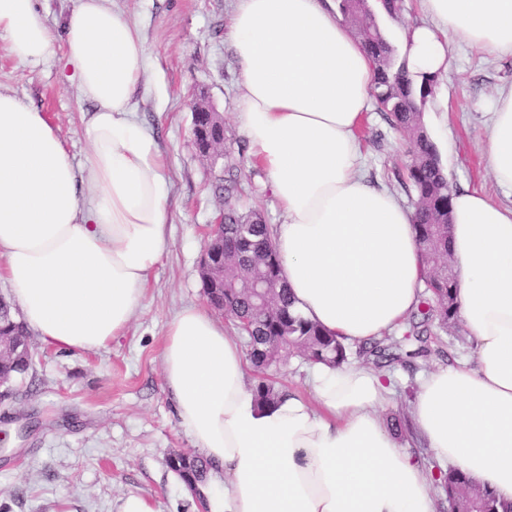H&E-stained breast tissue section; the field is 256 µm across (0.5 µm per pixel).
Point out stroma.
Instances as JSON below:
<instances>
[{"instance_id":"stroma-1","label":"stroma","mask_w":512,"mask_h":512,"mask_svg":"<svg viewBox=\"0 0 512 512\" xmlns=\"http://www.w3.org/2000/svg\"><path fill=\"white\" fill-rule=\"evenodd\" d=\"M135 22L151 62L146 84L134 95L139 123L159 146L170 193V249L152 272L143 302L127 332L107 348L75 352L33 342V365L0 399V512H118L128 494L149 499L158 512H198V503L169 470L171 452H193L162 379L167 324L182 307L206 305L199 260L206 226L223 208L207 160L193 145V102L207 93L224 115L233 145L244 139L235 113L240 76L227 34L234 0H110ZM73 0H37L48 28L50 55L24 63L0 41V90L46 112L75 164L90 146L82 135L92 109L64 67L62 23ZM512 86V58L491 56L466 39L448 45V69L437 74L421 108L454 188L476 189L492 199L505 193L486 170L481 150L498 89ZM368 180L413 205L403 186L407 146L386 113L370 106L357 131ZM241 187L267 224L283 220L260 168L247 163ZM427 353L410 364L388 366L393 394L384 419L408 415L420 377L468 360L464 325L431 329Z\"/></svg>"}]
</instances>
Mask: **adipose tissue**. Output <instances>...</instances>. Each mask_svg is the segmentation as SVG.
<instances>
[{
  "label": "adipose tissue",
  "instance_id": "obj_1",
  "mask_svg": "<svg viewBox=\"0 0 512 512\" xmlns=\"http://www.w3.org/2000/svg\"><path fill=\"white\" fill-rule=\"evenodd\" d=\"M404 35L411 75L448 68L460 36L512 57V0H420ZM66 62L94 110L77 167L44 112L0 91V281L48 346L106 347L125 334L170 248L169 181L135 118L146 71L138 30L109 0H76ZM0 39L20 60L50 51L35 0H0ZM236 114L250 161L284 215L272 228L297 310L345 344L377 339L416 309L426 269L414 212L358 170L356 131L373 62L332 0H236ZM487 171L512 191V88L497 91ZM449 252L475 364L425 374L410 410L437 458L512 504V203L454 192ZM239 343L207 309L182 308L162 348L179 426L210 462L208 512H435L433 476L388 430L385 373L315 366L312 395L261 406Z\"/></svg>",
  "mask_w": 512,
  "mask_h": 512
}]
</instances>
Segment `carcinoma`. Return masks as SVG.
Wrapping results in <instances>:
<instances>
[{
    "mask_svg": "<svg viewBox=\"0 0 512 512\" xmlns=\"http://www.w3.org/2000/svg\"><path fill=\"white\" fill-rule=\"evenodd\" d=\"M343 19L352 22L374 62L372 96L390 124L401 131L410 144L407 180L416 195L415 231L419 247L430 260L419 304L398 336H384L365 343L362 352L377 366L407 364L425 353L423 335L431 327L448 329L457 324L456 282L448 280V212L452 186L422 121L421 106L431 92L433 77L422 76L416 83L406 61L395 51L377 23L368 0H339ZM196 127L218 140L224 128L207 112L199 113ZM243 160L232 144H224V168L215 176V188L224 198V235L209 238L208 246L224 257V316L233 323L245 321V347L252 366L260 374L253 394L259 404L277 400L285 389L267 378V372L281 365L290 354L303 356L312 364L340 367L348 359L347 346L315 323L293 310L290 291L281 269L269 263L275 252L270 225L261 211L240 203L239 175ZM267 276L276 282L271 298L259 310L245 291L250 279ZM12 305L0 296V336L27 346L29 335L23 323L11 314ZM32 367L29 354L0 359V379L10 384L23 378ZM167 465L178 478L196 487L205 482L211 467L200 455L175 452ZM441 487L457 512H500V504L489 490L470 481L459 469L451 468L441 477Z\"/></svg>",
    "mask_w": 512,
    "mask_h": 512,
    "instance_id": "carcinoma-1",
    "label": "carcinoma"
}]
</instances>
